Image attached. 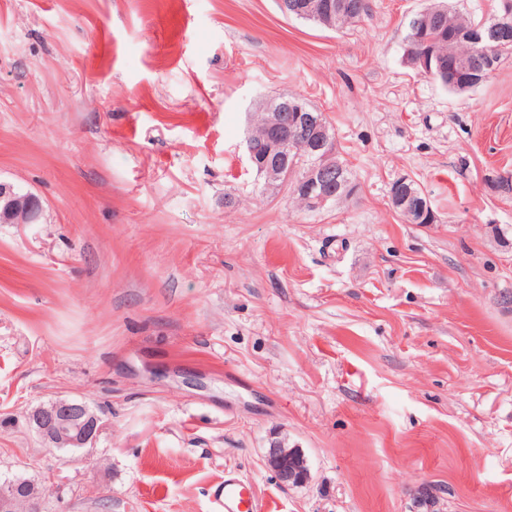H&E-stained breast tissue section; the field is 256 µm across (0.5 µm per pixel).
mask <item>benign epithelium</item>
Instances as JSON below:
<instances>
[{
	"instance_id": "benign-epithelium-1",
	"label": "benign epithelium",
	"mask_w": 512,
	"mask_h": 512,
	"mask_svg": "<svg viewBox=\"0 0 512 512\" xmlns=\"http://www.w3.org/2000/svg\"><path fill=\"white\" fill-rule=\"evenodd\" d=\"M282 11L297 18L315 19L328 29H335L336 15L352 8L345 2L329 0H280ZM460 38L448 39V83L461 89L472 88L473 76L486 79L500 66L496 55L498 44L512 41V0H503L501 13L487 28L479 26L471 34L478 46L476 65L468 71L459 66L455 45ZM412 65L419 73H432V58L414 47L406 49ZM316 156L305 178L296 186L304 204L324 208L336 200L341 185L336 171V137L323 115L309 112L301 104L283 99L264 112L253 113L244 145L248 167L264 179L267 191L273 193L288 183V144ZM44 209L38 198L13 185L0 181V224H38ZM31 427L49 449L71 451L92 447L101 431L100 417L86 403L58 399L35 408L30 414ZM267 464L284 487L308 481L310 472L303 453L275 442L267 451ZM37 501L13 491L0 498V512H36Z\"/></svg>"
}]
</instances>
